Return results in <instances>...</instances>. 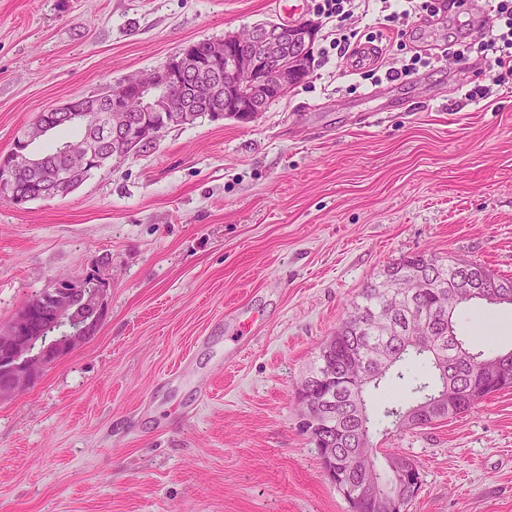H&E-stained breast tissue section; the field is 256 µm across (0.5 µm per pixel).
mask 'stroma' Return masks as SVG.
I'll return each instance as SVG.
<instances>
[{"label":"stroma","instance_id":"1","mask_svg":"<svg viewBox=\"0 0 512 512\" xmlns=\"http://www.w3.org/2000/svg\"><path fill=\"white\" fill-rule=\"evenodd\" d=\"M277 0H0V154L41 112L280 21ZM449 5L403 40L477 26ZM472 54L391 81L315 55L255 120L202 117L65 196L0 199V330L60 276L103 269L92 336L0 399V512H350L298 429L295 388L389 262L512 276V92ZM458 331L512 348V306ZM411 456L407 512H512V390L376 436Z\"/></svg>","mask_w":512,"mask_h":512}]
</instances>
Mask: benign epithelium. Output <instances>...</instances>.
<instances>
[{
  "label": "benign epithelium",
  "instance_id": "1",
  "mask_svg": "<svg viewBox=\"0 0 512 512\" xmlns=\"http://www.w3.org/2000/svg\"><path fill=\"white\" fill-rule=\"evenodd\" d=\"M319 30L317 21L302 18L289 24L263 23L250 28V35L229 33L210 43L204 55L193 45L183 46L162 68L145 78H129L112 88L109 95L72 98L53 109V125L39 117L25 129L22 142L0 156V198L21 209L35 200L16 189L15 174L27 168L39 170L47 157L36 153L30 144L49 133L50 127L78 126L84 129L79 154L56 171L54 188L39 195L53 198L70 191L75 177L97 168L106 158L104 145L112 146L114 156L131 141L135 125L128 103L134 101L140 112H160L163 118L141 127V142L154 144L171 129L182 126L190 113L199 112L211 119L234 118L253 121L274 98L283 96L305 80L311 69V47ZM97 287L86 289L83 282L74 288L63 287L57 279L51 299L28 301L6 331L0 332V396L30 383L42 371L65 357L86 339L87 331L78 329L45 341L48 323L57 326L73 319L75 300L94 308L104 307L110 282L94 271ZM297 392L306 398L307 419L327 411V400L317 394L310 378L301 382ZM351 500L372 502L375 512H404L399 493L381 494L368 484L341 491Z\"/></svg>",
  "mask_w": 512,
  "mask_h": 512
}]
</instances>
